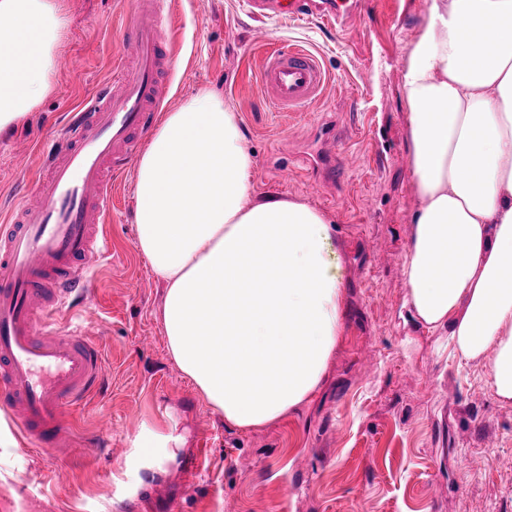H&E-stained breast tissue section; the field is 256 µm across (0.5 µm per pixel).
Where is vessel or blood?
Instances as JSON below:
<instances>
[{
	"mask_svg": "<svg viewBox=\"0 0 512 512\" xmlns=\"http://www.w3.org/2000/svg\"><path fill=\"white\" fill-rule=\"evenodd\" d=\"M359 0H242L253 18L317 19L336 26L353 19ZM165 0H136L121 30L134 70L73 113L63 144L23 190L0 236V407L35 447H58L73 435L71 415L94 391L97 343L71 315L73 299H89L93 271L110 250L105 222L112 185L132 164L166 95L172 64L164 34ZM330 80L318 57L296 45L267 51L260 83L277 112H301ZM357 157L317 154L313 169L327 180L353 170Z\"/></svg>",
	"mask_w": 512,
	"mask_h": 512,
	"instance_id": "b4317fda",
	"label": "vessel or blood"
}]
</instances>
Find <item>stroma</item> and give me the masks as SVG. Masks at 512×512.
<instances>
[{"label": "stroma", "mask_w": 512, "mask_h": 512, "mask_svg": "<svg viewBox=\"0 0 512 512\" xmlns=\"http://www.w3.org/2000/svg\"><path fill=\"white\" fill-rule=\"evenodd\" d=\"M67 28L54 90L27 121L0 136V204L32 172L12 167L18 139L55 146L63 119L111 78L124 56L120 26L132 0H64ZM426 0H369L349 29L255 20L239 0H167L173 68L161 105L198 91L236 112L254 158L251 196L296 200L327 213L342 247L345 330L322 388L281 422L225 424L168 354L160 322L164 287L135 247L134 171L119 179L107 230L112 254L94 295L75 308L103 351L99 383L74 412L67 448L0 446V512H512V402L494 396L488 359L435 351L439 336L400 317L403 259L420 206L409 154L404 63ZM315 52L332 79L296 122L278 116L258 79L261 43ZM335 120L341 149L360 167L316 188L311 171L282 178ZM175 428L162 457L133 446L143 427ZM102 435L92 455L85 438ZM208 435L201 473L184 460Z\"/></svg>", "instance_id": "obj_1"}]
</instances>
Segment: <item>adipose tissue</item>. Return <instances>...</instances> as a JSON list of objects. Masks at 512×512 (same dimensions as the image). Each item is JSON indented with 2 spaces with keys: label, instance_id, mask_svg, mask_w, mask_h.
<instances>
[{
  "label": "adipose tissue",
  "instance_id": "1",
  "mask_svg": "<svg viewBox=\"0 0 512 512\" xmlns=\"http://www.w3.org/2000/svg\"><path fill=\"white\" fill-rule=\"evenodd\" d=\"M61 0H0V134L53 88ZM421 205L403 262L408 316L512 401V0H429L404 67ZM236 113L204 90L163 113L135 170V247L165 285L168 352L214 412L252 429L318 390L345 323L327 215L254 201Z\"/></svg>",
  "mask_w": 512,
  "mask_h": 512
}]
</instances>
